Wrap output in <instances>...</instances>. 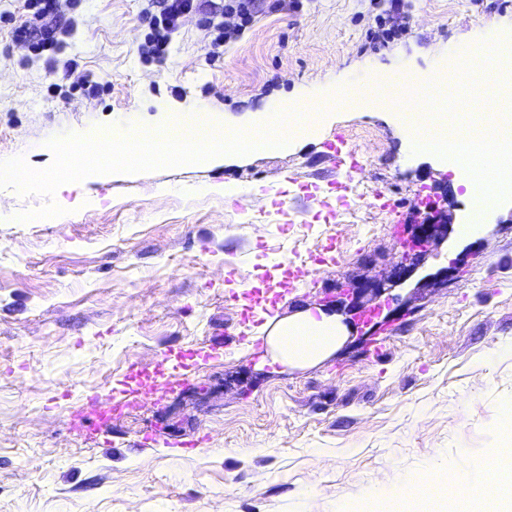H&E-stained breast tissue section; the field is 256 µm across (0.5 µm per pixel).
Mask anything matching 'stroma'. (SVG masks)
<instances>
[{"mask_svg":"<svg viewBox=\"0 0 512 512\" xmlns=\"http://www.w3.org/2000/svg\"><path fill=\"white\" fill-rule=\"evenodd\" d=\"M208 0L239 29L216 63L200 15L184 18L164 59L139 48L150 0H57L73 27L53 59L0 23V161L50 166L48 139L91 127L177 120L198 101L225 122L269 120L299 97L326 111L284 150L227 156L85 183L63 218L23 224L48 202L0 187V512H374V490L406 475L457 468L479 477L504 447L496 411L512 403V200L486 208L468 240L446 229L401 281L402 225L418 199L447 196L453 221L472 198L462 166L413 152L401 105L352 108L376 82H439L463 44L512 36V0H253L249 20ZM94 73L96 95L70 89L69 63ZM56 92H49V85ZM344 137L364 158L362 188L395 213H327L336 180L328 146ZM211 182L224 194L207 192ZM95 197L90 208L77 198ZM336 242L338 264H320ZM308 275L272 303L248 306V286L277 265ZM379 327L352 326L332 357L285 372L266 365L256 330L269 311L330 304L363 279ZM197 351L190 380L99 433L69 429L83 393L129 365ZM468 395L460 406V395ZM208 436L205 447L171 452Z\"/></svg>","mask_w":512,"mask_h":512,"instance_id":"1","label":"stroma"}]
</instances>
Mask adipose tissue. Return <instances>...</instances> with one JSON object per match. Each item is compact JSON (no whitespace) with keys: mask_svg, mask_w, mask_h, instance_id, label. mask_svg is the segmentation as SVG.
<instances>
[{"mask_svg":"<svg viewBox=\"0 0 512 512\" xmlns=\"http://www.w3.org/2000/svg\"><path fill=\"white\" fill-rule=\"evenodd\" d=\"M269 353V366L298 367L321 362L333 354L346 340L348 328L341 315L325 307H308L287 316H266L259 329ZM512 463V448L500 449L496 465L487 467L479 480L454 468L426 469L410 475L400 491L375 494L379 512H403L407 501H440L448 512H471L474 500L487 498L492 486L512 482L505 465Z\"/></svg>","mask_w":512,"mask_h":512,"instance_id":"adipose-tissue-1","label":"adipose tissue"}]
</instances>
